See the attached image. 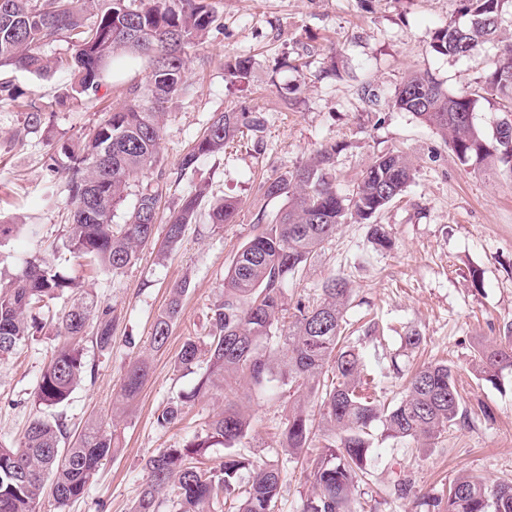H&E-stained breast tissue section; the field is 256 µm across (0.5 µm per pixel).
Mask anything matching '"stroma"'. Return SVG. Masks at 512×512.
Listing matches in <instances>:
<instances>
[{
    "instance_id": "obj_1",
    "label": "stroma",
    "mask_w": 512,
    "mask_h": 512,
    "mask_svg": "<svg viewBox=\"0 0 512 512\" xmlns=\"http://www.w3.org/2000/svg\"><path fill=\"white\" fill-rule=\"evenodd\" d=\"M224 22L190 49L187 94L164 108L159 164L126 188L115 223H122L137 197H158L155 236L136 263L118 274L93 273L63 247L71 206L65 183L49 168L62 144L87 133L122 102L128 87L143 84L144 67L116 77L97 96L56 106L71 82L68 71L42 78L24 70H1L22 93L18 102L0 99V222L19 225L0 246V276L17 273L26 260L54 258L81 289L109 304L115 318L111 353H101L91 336L79 342L92 375L57 411L71 432L89 418L110 416L129 363L150 353L153 322L172 286L189 279L191 288L165 348L151 353L149 375L118 427L119 452L103 465L88 492L58 505L43 496L38 512H130L142 483V463L157 449L182 443L224 406L223 396L196 401L175 426H156L157 414L177 393L193 390L198 372L178 368L186 338L208 335L210 308L224 288V276L249 239L258 211L276 214L286 198L263 197L266 177L306 163L321 147L338 145L339 190H347L377 155L400 150L415 167L413 183L382 213L393 249L374 250L368 227L340 225L304 273L290 279L289 301L315 297L323 282L343 275L353 293L346 319L353 341L367 354L377 393L384 402L400 397L405 371L436 362L452 366L463 414L435 444L415 449L372 429L368 467L372 479L353 494L356 512H437L435 500L463 474L512 482V372L498 384L478 379L474 357L512 323V174L480 173L461 165L440 133L409 112L392 106L395 90L412 73L427 74L451 94L477 92L497 53L487 43L473 55L434 53L435 28L458 19L459 0H211ZM251 58L249 85L224 76V56ZM43 110L28 129L29 103ZM247 108L265 120L262 135L224 154L201 157L194 168L182 157L208 127L213 114ZM210 188V200L232 196L239 215L232 224L207 218L188 225L175 248L164 245L166 222L196 184ZM479 271L473 283L471 271ZM416 331L423 342L406 347ZM63 342L51 318L0 360V442L19 444L30 420L41 413L38 378ZM237 399L252 416L245 446L261 457L281 448L288 415V390L270 395L248 385ZM310 463L290 465L275 512H299L312 492ZM410 483L409 493L396 492Z\"/></svg>"
}]
</instances>
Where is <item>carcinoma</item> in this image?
Wrapping results in <instances>:
<instances>
[{"label": "carcinoma", "instance_id": "cac0c4a2", "mask_svg": "<svg viewBox=\"0 0 512 512\" xmlns=\"http://www.w3.org/2000/svg\"><path fill=\"white\" fill-rule=\"evenodd\" d=\"M138 2L134 7L131 0H0V69L45 75L71 68L73 83L58 99L61 107L76 96L98 92L114 71L131 63L141 62L147 71L144 85L129 88V103L59 148L67 158L62 171L73 205L68 250L112 274L132 266L140 248L153 238L157 198L141 195L122 224L113 222L114 210L129 183L158 165L164 104L188 89V49L223 28L208 0ZM506 2L460 0L465 21L436 29L430 48L443 56L467 57L488 42H500L481 90L512 106V38L500 36ZM63 36L75 47L71 59L42 55L44 46ZM251 69L248 58L224 60L225 76L234 83H247ZM392 104L437 129L462 164L475 170L500 166L512 172V122L499 125L500 136L487 138L473 120L474 94L450 95L432 77L412 73L396 90ZM263 126V118L254 111L215 114L183 156L181 169L194 167L202 156L224 152L243 130L259 132ZM414 177L408 156L387 152L375 158L352 189L341 193L336 189V146L330 145L304 165L263 182L265 197H285L289 202L271 218H256L254 233L238 249L224 278V292L210 308V335L205 340L187 338L178 356V366L186 370L205 358L198 384L192 393L171 398L156 424L167 429L181 419L188 403L219 391L229 394L231 379L260 390L286 386L292 394L284 456L257 460L247 454L243 441L250 417L237 404L226 403L204 422L202 432L144 460V482L132 512H218L230 498L236 499V512H275L285 465L313 447L316 433L307 406L315 397L321 398L323 407L325 445L317 449L313 493L303 502L302 512H351L353 490L367 475L375 424H381L389 437L426 447L455 423L461 398L454 372L445 364L413 371L391 406L373 397L366 356L345 341L351 297L346 278L329 277L317 300L299 298L290 307L285 296L288 279L303 272L349 219L368 225L374 249H390V232L377 219ZM208 196V186L200 185L183 199L166 225L167 246L178 244L186 226L196 223ZM238 212V201L226 197L209 207L208 218L213 224H233ZM74 287L53 262L38 257L0 285V358L12 354L29 336L30 310ZM190 287L186 279L173 285L166 308L153 323L154 350L166 346ZM57 321L67 343L39 377L37 402L45 407L68 401L83 381L87 369L77 340L87 326H92L98 350L112 351V307L93 295L82 292L74 297ZM474 368L479 378L493 384L504 370H512V324L478 351ZM147 372L144 358L129 365L122 399L138 394ZM66 434L62 419L38 414L20 445L0 443V512H36L47 490L61 506L81 497L103 461L119 451L116 431L96 420L63 448ZM438 506L440 512H512V484L459 476Z\"/></svg>", "mask_w": 512, "mask_h": 512}]
</instances>
